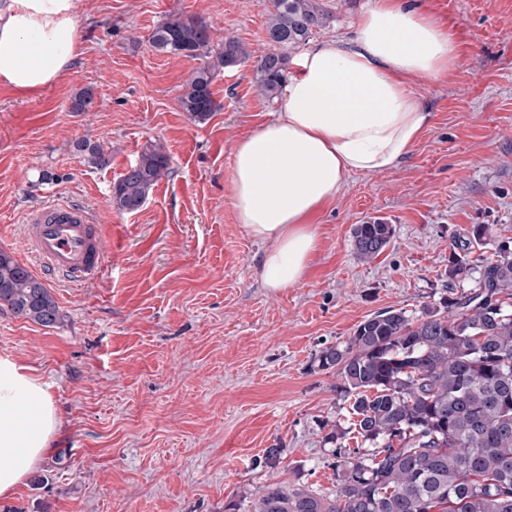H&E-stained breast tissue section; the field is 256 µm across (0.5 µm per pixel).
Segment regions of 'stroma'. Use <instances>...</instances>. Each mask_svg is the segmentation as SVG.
I'll use <instances>...</instances> for the list:
<instances>
[{
  "mask_svg": "<svg viewBox=\"0 0 512 512\" xmlns=\"http://www.w3.org/2000/svg\"><path fill=\"white\" fill-rule=\"evenodd\" d=\"M369 0H323L312 43L349 39ZM454 33V69L422 86L429 130L398 167L348 176L312 217L320 250L298 284L274 290L232 205L238 141L274 111L254 83L270 48L272 0H77L81 55L57 82L0 84V250L49 288L64 321L44 327L0 306V355L48 384L62 421L36 474L0 512H225L273 482L324 495L340 454L361 444L350 400L315 356L388 307L419 314L448 288L454 241L490 224L512 243V0H421ZM200 17L215 41L251 56L220 70L207 120L177 98L195 63L149 38L171 17ZM92 89L88 111L73 97ZM108 147L89 166L74 145ZM169 170L137 211L118 210L114 182L144 148ZM53 181H42L43 172ZM53 201L87 209L105 232L104 269L75 285L39 270L22 236L28 210ZM371 217L394 235L360 261L353 225ZM281 449L277 469L267 449Z\"/></svg>",
  "mask_w": 512,
  "mask_h": 512,
  "instance_id": "35a3bbf8",
  "label": "stroma"
}]
</instances>
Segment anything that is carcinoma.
<instances>
[{
    "mask_svg": "<svg viewBox=\"0 0 512 512\" xmlns=\"http://www.w3.org/2000/svg\"><path fill=\"white\" fill-rule=\"evenodd\" d=\"M321 0H273L267 22L271 49L255 66V83L268 101L287 79V50L325 26ZM213 32L201 18L170 19L156 27L152 47L191 60L207 58ZM249 57L228 38L215 62L195 67L183 85L182 111L206 120L220 109L212 91L221 68ZM75 151L105 167L110 154L87 139ZM169 164L158 147L145 148L113 184L121 211L142 207ZM393 227L381 219L356 224L352 247L362 261L379 257ZM493 240L488 224L453 245L448 280L472 281L419 314L387 308L364 319L344 342L316 356L336 371V389L353 398L357 434L368 443L339 461L340 487L330 497L271 483L249 512H512V248L470 258ZM44 327L64 315L49 288L8 252L0 250V305Z\"/></svg>",
    "mask_w": 512,
    "mask_h": 512,
    "instance_id": "obj_1",
    "label": "carcinoma"
}]
</instances>
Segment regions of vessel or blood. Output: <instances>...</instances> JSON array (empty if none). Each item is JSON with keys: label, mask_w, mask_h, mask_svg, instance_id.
Here are the masks:
<instances>
[{"label": "vessel or blood", "mask_w": 512, "mask_h": 512, "mask_svg": "<svg viewBox=\"0 0 512 512\" xmlns=\"http://www.w3.org/2000/svg\"><path fill=\"white\" fill-rule=\"evenodd\" d=\"M22 234L41 268L73 284L95 280L105 256L101 225L89 212L71 203H56L30 210Z\"/></svg>", "instance_id": "1"}]
</instances>
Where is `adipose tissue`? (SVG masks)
Here are the masks:
<instances>
[{
    "label": "adipose tissue",
    "mask_w": 512,
    "mask_h": 512,
    "mask_svg": "<svg viewBox=\"0 0 512 512\" xmlns=\"http://www.w3.org/2000/svg\"><path fill=\"white\" fill-rule=\"evenodd\" d=\"M80 54L75 0H0V83L37 91ZM458 45L419 0H373L352 41L305 51L280 107L237 145L230 175L239 224L271 242L267 287L303 280L319 249L310 215L345 178L396 168L432 121L419 86L447 77ZM59 426L49 388L31 367L0 355V498L42 462Z\"/></svg>",
    "instance_id": "ef3b65f1"
}]
</instances>
